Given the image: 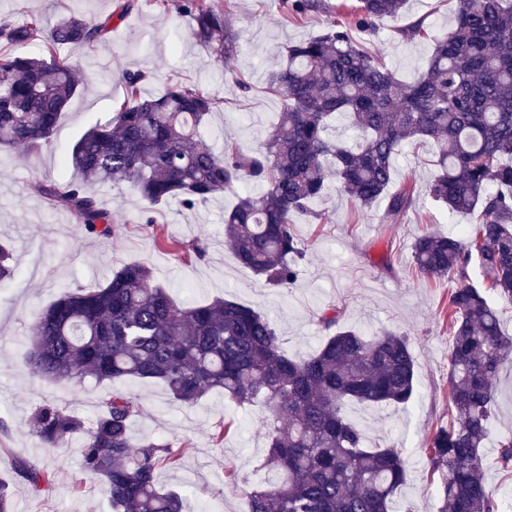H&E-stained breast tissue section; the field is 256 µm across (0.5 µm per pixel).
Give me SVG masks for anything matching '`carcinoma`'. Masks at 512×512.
Listing matches in <instances>:
<instances>
[{"mask_svg": "<svg viewBox=\"0 0 512 512\" xmlns=\"http://www.w3.org/2000/svg\"><path fill=\"white\" fill-rule=\"evenodd\" d=\"M294 15L323 8L320 0H287ZM406 0H354L338 7L321 34L289 45L267 84L281 101L277 124L257 149L225 141L214 152L201 135L217 100L198 85L170 84L141 95L145 74L124 76L125 96L111 117L74 143L66 164L80 180L37 181L38 193L68 210L87 233L109 236L111 219L90 186L125 185L146 211L178 201L195 209L212 195L248 180L256 192L224 213V237L240 265L273 287L300 273L303 247L293 227L325 188L328 165L339 190L361 207L385 204L395 222L416 199V186L393 187L396 156L432 140L437 172L428 195L472 231L429 232L414 244L418 275L459 284L448 296V425L426 439L438 474L439 512H502L485 482V452L495 420L497 380L512 367V336L489 289L512 304V0H456L450 27L429 33L425 19L399 26L409 42L427 43L426 69L404 82L355 37L370 36L383 19L404 16ZM194 18L191 37L217 59L237 54L241 30L205 0H184ZM112 31V17L89 24L63 15L47 27L32 16L0 21V150H40L82 88L77 66L57 58L63 44L92 46ZM41 42L38 57L28 45ZM342 117L357 131L348 147L328 135ZM13 254L0 243V281L13 274ZM488 285L470 283L471 263ZM335 306L317 318L324 341L306 359L288 355L273 322L232 300L177 302L152 284L150 268L129 263L93 290L59 297L31 327L21 365L47 379L79 384L157 380L173 399L194 405L211 391L238 404H264L272 417L260 468L278 474L253 490L249 512H412L397 501L408 460L390 446L370 447L349 419L353 403L405 406L417 395L416 362L407 336L383 329L372 336L341 325ZM139 401L113 389L89 429L70 411L39 406L30 433L55 448L84 435L82 471L108 486L112 512H190L174 490L158 486L163 467H177L186 447L135 444L130 422ZM498 460L512 470V435L498 443ZM12 476L35 494L49 491L36 462L10 461Z\"/></svg>", "mask_w": 512, "mask_h": 512, "instance_id": "carcinoma-1", "label": "carcinoma"}]
</instances>
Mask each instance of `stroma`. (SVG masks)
I'll return each mask as SVG.
<instances>
[{
	"instance_id": "1",
	"label": "stroma",
	"mask_w": 512,
	"mask_h": 512,
	"mask_svg": "<svg viewBox=\"0 0 512 512\" xmlns=\"http://www.w3.org/2000/svg\"><path fill=\"white\" fill-rule=\"evenodd\" d=\"M325 10L303 21L284 18L282 0H208L229 8L243 31L235 59L218 61L190 39L192 18L182 0H138L123 18L113 19L116 0H0V19L20 23L42 17L52 25L64 11L97 23L112 17V33L94 46L62 45L57 55L77 61L86 84L62 113L51 142L34 154L23 148L0 153V240L11 244L15 276L0 284V479L10 480L9 461L24 458L40 463L51 475L48 494L35 495L22 483L14 485L15 512H110L105 483L84 479L81 471L82 436L58 448H46L29 432L34 410L45 403L66 408L93 425L109 383L85 380L81 385L53 382L23 369L20 354L27 346L34 316L63 294L101 285L111 271L142 262L158 281L181 298L206 302L218 297L234 300L270 317L296 358L314 354L323 336L317 318L327 305L343 310L342 323L365 335L390 329L408 336L416 361L419 395L407 408L353 405L351 420L372 446L405 449L408 476L398 499L415 512H437L439 478L428 468L424 443L436 427L448 423V350L446 307L449 282L420 277L413 263V245L428 232L456 234L462 223L428 197L424 189L434 174L428 160L435 148L404 151L394 168V184L414 180L419 194L413 206L393 224L382 223V210L361 209L328 179L314 210L321 224L299 216L294 227L305 248L301 275L288 287H270L238 265L224 240V213L240 195L243 183L213 195L194 210L178 202L160 206L153 226L143 222L144 202L123 186L103 184L95 192L112 219L114 231L102 237L86 233L70 212L37 193L36 181L74 178L64 157L91 126L105 122L124 94L126 70L145 72L142 93L162 94L169 81L199 85L218 100V109L203 130L215 148L231 137L252 149L269 133L281 110L279 99L268 95V72L282 59L287 44L324 31L340 0H324ZM395 21H379L369 45L404 81L425 68L423 44L401 40ZM250 92H243V85ZM206 246L205 257L186 253L188 244ZM142 407L131 422L134 442L187 443L191 450L178 468L160 470V487L188 498L192 512H248L249 495L274 482V472L261 469L267 453L269 415L262 405L241 406L213 391L197 405L175 401L159 382L132 380L122 384ZM496 422L487 444L485 480L504 505L512 506V472L499 466L497 440L512 433V370L498 380ZM227 426L222 446L212 435ZM236 472V484L224 483L225 468Z\"/></svg>"
}]
</instances>
